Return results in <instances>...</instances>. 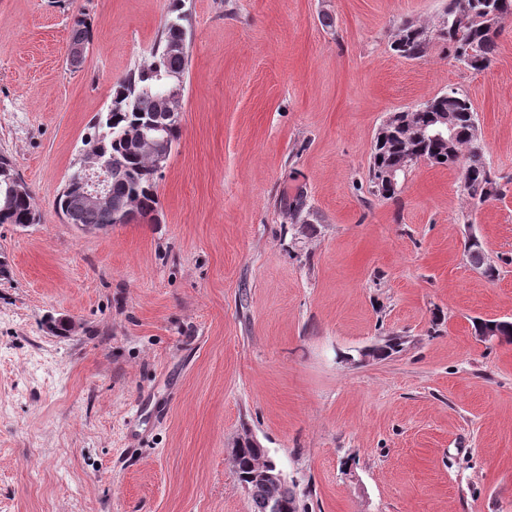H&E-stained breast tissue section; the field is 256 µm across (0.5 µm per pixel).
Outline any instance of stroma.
<instances>
[{
  "label": "stroma",
  "mask_w": 512,
  "mask_h": 512,
  "mask_svg": "<svg viewBox=\"0 0 512 512\" xmlns=\"http://www.w3.org/2000/svg\"><path fill=\"white\" fill-rule=\"evenodd\" d=\"M172 4L0 0V154L41 216L0 224V512H250L247 433L307 512H512V344L473 328L512 320V191L475 207L425 162L391 199L369 178L385 117L451 87L512 178V16L477 72L435 35L448 0H181L156 222L62 223L92 118ZM406 21L431 34L420 58L392 49ZM469 228L496 279L468 267Z\"/></svg>",
  "instance_id": "35a3bbf8"
}]
</instances>
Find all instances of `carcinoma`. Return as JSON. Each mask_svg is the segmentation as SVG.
Masks as SVG:
<instances>
[{
  "instance_id": "1",
  "label": "carcinoma",
  "mask_w": 512,
  "mask_h": 512,
  "mask_svg": "<svg viewBox=\"0 0 512 512\" xmlns=\"http://www.w3.org/2000/svg\"><path fill=\"white\" fill-rule=\"evenodd\" d=\"M446 25L437 36L448 41L453 51H463L469 61L464 66L474 71L488 69L493 61L500 32V23L512 15V0H476L465 8L463 0H449L444 11ZM187 18L180 8L171 10L159 38L149 51V61L131 70L118 80L113 89L114 101L120 103L104 112L92 122L91 132L84 139L86 144H95L103 154L112 159L121 173L112 177V208L80 209L79 224L83 230L105 229L115 224H128L135 219L153 223L159 207L156 192L158 173L151 159L137 152L121 138L122 132L147 121L162 122L155 97L166 89L165 74L175 72L186 76L189 66L188 51L170 49L174 42H188ZM90 23L84 17L75 20L71 43L89 41ZM428 38L425 29L412 22H404L398 30L394 51L407 59L422 56ZM434 105L455 116L456 137L450 150L423 141L421 155L435 166L455 168L466 173L469 184L463 187L464 194L476 205L498 199L508 191L507 184L500 182L487 163L484 146L472 137L471 121L476 119L472 104L466 94L456 91L452 98L435 96ZM400 124L395 134L379 146L373 145L369 175L374 192L390 199L393 194L378 183L379 171L385 166L402 163L404 144L415 140L420 129L429 121V112L417 108L401 112ZM56 210L67 217L69 210L79 209V200L67 192L57 195ZM36 212L32 206V192L22 194L9 186L0 184V224L25 226L32 223ZM267 452L249 443L237 447L233 464L238 480L249 492L253 512H268L266 503L275 499L281 504L280 512H301L300 498L296 488L266 485L249 479V474L264 464Z\"/></svg>"
}]
</instances>
